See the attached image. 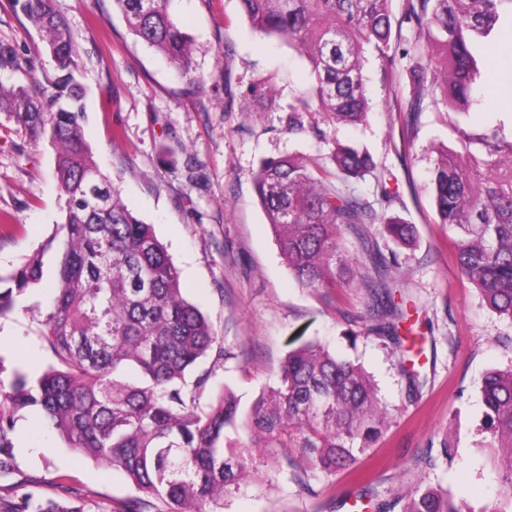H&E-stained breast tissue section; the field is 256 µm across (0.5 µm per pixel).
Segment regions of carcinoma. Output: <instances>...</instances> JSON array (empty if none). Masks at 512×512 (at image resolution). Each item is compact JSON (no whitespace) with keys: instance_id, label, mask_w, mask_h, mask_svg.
Masks as SVG:
<instances>
[{"instance_id":"carcinoma-1","label":"carcinoma","mask_w":512,"mask_h":512,"mask_svg":"<svg viewBox=\"0 0 512 512\" xmlns=\"http://www.w3.org/2000/svg\"><path fill=\"white\" fill-rule=\"evenodd\" d=\"M133 35L178 69L187 89L200 94L192 40L169 11L170 0H113ZM251 27L288 40L309 67V82L288 104L290 134L328 142L335 124H360L369 114L364 46L384 62L391 54L392 0H240ZM512 0H407L401 22L425 39L427 54L409 58L419 112L430 98L439 112H472L481 72L477 45L495 35ZM25 14L55 62V75L34 86L0 84V112L16 132L56 150L55 178L65 197L55 231L0 287V318L35 291L52 290L39 314L42 349L49 359L37 377L23 368L0 380V477L18 469L12 434L17 414L38 409L41 422L69 448L122 472L132 487L165 502L169 512H205L224 500L250 472V448L274 453L293 444L313 468L351 472L379 442L387 413L371 375L319 343L292 350L277 384L249 412L223 391L200 402L209 380L186 376L217 336L186 299L180 275L153 226L124 203L120 188L93 159L83 134L85 86L77 79L78 37L54 0H24ZM262 111L276 108L269 80L240 92ZM460 148L441 145L431 169L438 223L452 233L460 276L485 305L512 322V134L496 128L472 135L457 128ZM371 176L389 206L396 193L368 148L336 145L322 157H270L255 178L258 202L276 232L280 253L297 282L319 290L363 288L365 321L397 347L408 299L396 296L395 253H383L366 230L380 224L397 245L411 248L416 227L400 216L376 214L350 190ZM354 235L366 262L352 264L346 236ZM57 255L55 277L45 280L44 256ZM486 436L482 448L502 475L496 498L479 512H512V369L482 379ZM247 433L250 444L241 441ZM380 512H464L448 493L420 482L378 505ZM0 512H82L29 494Z\"/></svg>"}]
</instances>
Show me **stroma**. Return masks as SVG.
Wrapping results in <instances>:
<instances>
[{
	"label": "stroma",
	"mask_w": 512,
	"mask_h": 512,
	"mask_svg": "<svg viewBox=\"0 0 512 512\" xmlns=\"http://www.w3.org/2000/svg\"><path fill=\"white\" fill-rule=\"evenodd\" d=\"M79 36L87 89L84 135L99 168L119 186L134 213L152 224L180 273L186 297L205 315L219 350L199 367L210 371L205 392L228 390L241 410L275 386L288 352L308 341L327 346L373 376L388 413L386 431L353 472L330 476L310 471L299 449L274 461L251 451L252 471L216 512H348L363 486L379 501L418 480L441 486L463 512H479L500 489L498 472L482 448L481 381L490 370L512 368V322L489 311L451 258L447 227L437 224L430 170L439 143L456 128L480 133L512 130V109L503 97V73L512 59V23L486 48V67L474 96L477 113L462 119L424 103L406 107L412 94L404 62L384 72L366 49L370 114L365 123L338 125L329 143L283 131L281 113L226 107V85L247 86L273 77L280 104L308 81L305 60L286 41L253 30L239 0H171L170 12L193 37L206 91L194 95L172 64L138 42L112 0H55ZM0 47L26 59L28 69L0 67V83L30 84L53 73L52 56L19 0H0ZM361 143L379 170L390 173L397 192L391 210L415 225L414 248H394L401 289L413 299L414 331L423 349L415 360L422 384L410 392L401 373L403 353L385 338L363 335L366 294L355 288L315 291L295 280L276 234L260 207L254 179L270 156L327 155L333 142ZM55 151L48 142L28 143L0 113V277L35 253L60 222L64 198L54 178ZM32 314L0 319V362L6 369L39 370L46 364ZM357 331L349 341V331ZM451 441L454 460L441 456ZM19 469L0 479V499L28 494L57 497L56 477L69 473L84 512H125L143 499L145 512H166L164 503L141 498L124 476L84 459L53 429L38 428L37 411L21 412L13 433ZM432 456L435 466L419 467Z\"/></svg>",
	"instance_id": "1"
}]
</instances>
